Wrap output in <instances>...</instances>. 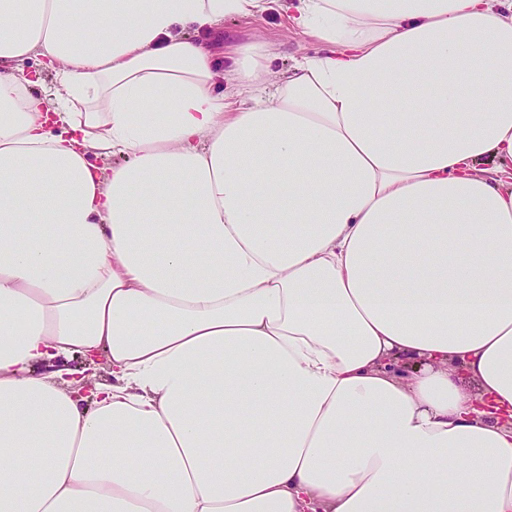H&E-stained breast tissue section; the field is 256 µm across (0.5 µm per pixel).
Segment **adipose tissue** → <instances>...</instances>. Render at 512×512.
Returning a JSON list of instances; mask_svg holds the SVG:
<instances>
[{
    "instance_id": "1",
    "label": "adipose tissue",
    "mask_w": 512,
    "mask_h": 512,
    "mask_svg": "<svg viewBox=\"0 0 512 512\" xmlns=\"http://www.w3.org/2000/svg\"><path fill=\"white\" fill-rule=\"evenodd\" d=\"M268 2L0 0V512H512V0ZM269 8L253 19L228 17L222 24L219 35L223 45L224 36L242 40H263L276 46V55L265 62L270 76L279 77L294 64L295 60L316 55L319 43L310 36L296 33L282 18L276 2H269ZM21 67L31 82L30 89L34 92H44L47 88L58 86L53 73L43 69L36 63L35 59L26 60ZM88 363L82 356L75 355L71 360L67 363V367L73 370L76 373H83L85 371V379L86 383L92 384L95 381H107L110 379L107 371L104 368V364L101 360H97L95 365Z\"/></svg>"
}]
</instances>
